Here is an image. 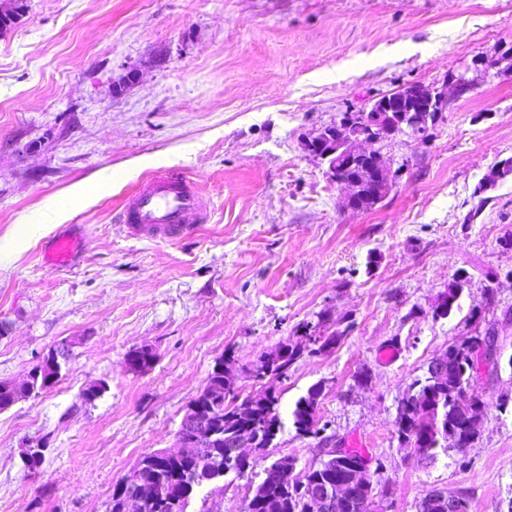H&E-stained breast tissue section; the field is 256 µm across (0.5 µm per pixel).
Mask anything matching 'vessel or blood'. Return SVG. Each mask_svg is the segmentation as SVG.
<instances>
[{"mask_svg":"<svg viewBox=\"0 0 512 512\" xmlns=\"http://www.w3.org/2000/svg\"><path fill=\"white\" fill-rule=\"evenodd\" d=\"M207 217V205L197 186L184 174L166 170L150 176L134 201L120 216L135 234L179 240L194 232ZM86 248L81 234H62L44 249V262L52 269L72 267Z\"/></svg>","mask_w":512,"mask_h":512,"instance_id":"1","label":"vessel or blood"}]
</instances>
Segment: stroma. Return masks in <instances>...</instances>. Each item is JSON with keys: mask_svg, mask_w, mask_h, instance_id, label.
Here are the masks:
<instances>
[{"mask_svg": "<svg viewBox=\"0 0 512 512\" xmlns=\"http://www.w3.org/2000/svg\"><path fill=\"white\" fill-rule=\"evenodd\" d=\"M0 30V381L21 382L61 342L58 384L0 410V512H109L112 490L147 452L177 448L189 402L232 357L245 369L305 323L348 326L272 385L283 426L264 459L189 512H242L262 469L297 473L352 438L381 460L387 499L366 512H418L430 491L469 512H512V76L484 81L474 58L512 48V0H27ZM466 72L429 140L377 144L405 171L374 208L303 140L408 83ZM180 169L208 220L181 241L133 234L119 214L141 181ZM70 228L88 245L71 269L42 261ZM468 277L445 318L433 309ZM493 332L498 367L477 381L487 406L464 450L425 459L395 434L400 402L449 345ZM149 347L155 362L125 359ZM396 348L381 362L385 347ZM105 387L88 400L93 384ZM320 387L321 438L291 411ZM45 447L35 470L21 454Z\"/></svg>", "mask_w": 512, "mask_h": 512, "instance_id": "35a3bbf8", "label": "stroma"}]
</instances>
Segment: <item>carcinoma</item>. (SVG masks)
I'll list each match as a JSON object with an SVG mask.
<instances>
[{
	"mask_svg": "<svg viewBox=\"0 0 512 512\" xmlns=\"http://www.w3.org/2000/svg\"><path fill=\"white\" fill-rule=\"evenodd\" d=\"M463 290V282L456 279L448 282L447 290L442 294L439 304L441 308L438 317L448 316L454 309ZM283 362V371L272 375L278 379L287 374V369L301 357L302 346L291 342L279 345ZM472 357L470 347L458 343L448 346V351L441 357L430 362L428 376L423 381H416V390L408 394L400 402V417L396 421L395 434L419 435L420 423L430 425L428 444L416 445L423 449V454L432 458L435 450L448 441V432L468 435L465 427L466 417L457 410L453 402V392L463 387L471 389V403L484 410L486 403L483 394L474 389L470 380ZM251 395L239 392L232 394L223 392L211 399H198V410L183 418L181 426L186 434L206 432L212 427L225 431L233 425L243 422L282 423L279 414V396L272 389L266 392V405L256 409L250 406ZM318 394L314 391L300 398L291 411L295 428L304 433L318 436V432L326 430L319 426L321 418L317 415ZM231 450L229 439L225 438L220 444L208 443L186 457H164L154 452H148L139 457L133 469L137 470L143 479L157 480L167 494L172 498H180L191 473L204 468L212 459L222 458ZM348 471L339 462H324L306 472L307 483L300 488L292 485L290 476L280 470V463L273 462L263 469V478L253 490L254 505L250 512H266L260 502L272 498L280 503L279 512H305L304 497L310 492L321 488L336 477L337 474ZM131 495L130 488L123 487V481L114 485L109 512H126L125 500Z\"/></svg>",
	"mask_w": 512,
	"mask_h": 512,
	"instance_id": "cac0c4a2",
	"label": "carcinoma"
}]
</instances>
